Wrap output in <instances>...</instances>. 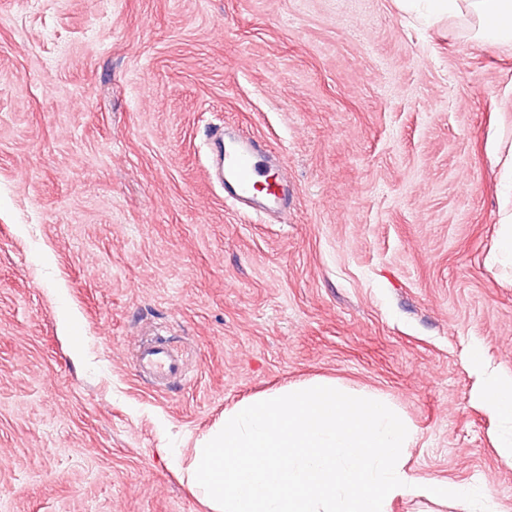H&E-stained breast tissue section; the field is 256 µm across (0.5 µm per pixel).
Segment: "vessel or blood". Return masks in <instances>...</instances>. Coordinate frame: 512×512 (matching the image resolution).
Here are the masks:
<instances>
[{
    "mask_svg": "<svg viewBox=\"0 0 512 512\" xmlns=\"http://www.w3.org/2000/svg\"><path fill=\"white\" fill-rule=\"evenodd\" d=\"M215 146L209 174L223 185L227 197L254 210L287 209L288 195L281 180L272 179L273 166L258 141L248 135L227 138L219 134ZM137 360L141 371L160 381L184 373L181 358L163 336L146 343Z\"/></svg>",
    "mask_w": 512,
    "mask_h": 512,
    "instance_id": "obj_1",
    "label": "vessel or blood"
}]
</instances>
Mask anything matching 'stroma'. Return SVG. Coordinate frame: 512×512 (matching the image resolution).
I'll return each mask as SVG.
<instances>
[{
  "label": "stroma",
  "instance_id": "stroma-1",
  "mask_svg": "<svg viewBox=\"0 0 512 512\" xmlns=\"http://www.w3.org/2000/svg\"><path fill=\"white\" fill-rule=\"evenodd\" d=\"M397 0H0V512H204L178 454L314 378L408 420L406 469L512 512V42ZM287 165L240 215L213 126ZM157 327L185 378L135 353ZM484 354L483 368L470 359ZM484 406L493 418H512V376H495L484 394Z\"/></svg>",
  "mask_w": 512,
  "mask_h": 512
}]
</instances>
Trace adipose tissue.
Here are the masks:
<instances>
[{"label":"adipose tissue","mask_w":512,"mask_h":512,"mask_svg":"<svg viewBox=\"0 0 512 512\" xmlns=\"http://www.w3.org/2000/svg\"><path fill=\"white\" fill-rule=\"evenodd\" d=\"M403 5L430 18L466 10L477 17L482 40H512V0H403Z\"/></svg>","instance_id":"obj_1"}]
</instances>
